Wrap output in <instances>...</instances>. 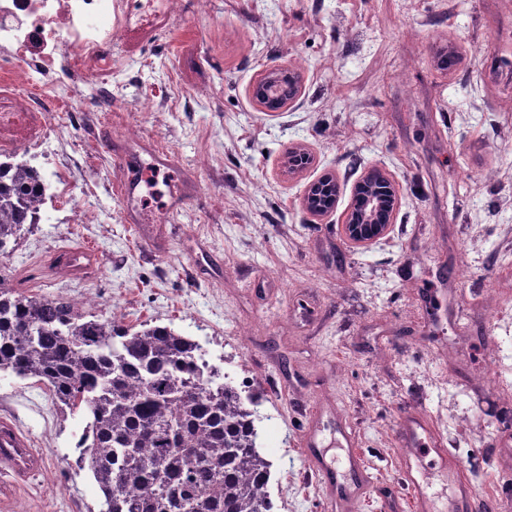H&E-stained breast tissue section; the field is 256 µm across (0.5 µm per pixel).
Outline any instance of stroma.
Listing matches in <instances>:
<instances>
[{"label": "stroma", "mask_w": 512, "mask_h": 512, "mask_svg": "<svg viewBox=\"0 0 512 512\" xmlns=\"http://www.w3.org/2000/svg\"><path fill=\"white\" fill-rule=\"evenodd\" d=\"M114 56L111 101L87 90L86 111L47 113L44 128L94 223L48 200L49 223L0 271L31 280V292L89 301L100 317L121 311L130 327L171 326L229 379L249 360L272 499L285 495L283 471L313 476L286 512H325L305 446L312 436L326 460L344 457L340 419L374 483L359 512H414L394 453L410 416L427 420L476 502L512 512L494 498L512 385L477 386L497 366L490 345L512 342V282L497 266L512 255V69L491 67L512 60V0H212L145 36L119 28ZM288 67L303 75L300 96L260 109L250 86ZM107 133L143 159H173L183 202L128 206ZM296 147L312 160L291 176L282 161ZM376 165L401 204L389 237L354 252L342 213L316 219L300 197L327 174L351 189ZM70 247L91 256L93 275H59L56 254ZM0 413L43 459L0 512H99L98 485L78 464L84 414L8 372Z\"/></svg>", "instance_id": "obj_1"}]
</instances>
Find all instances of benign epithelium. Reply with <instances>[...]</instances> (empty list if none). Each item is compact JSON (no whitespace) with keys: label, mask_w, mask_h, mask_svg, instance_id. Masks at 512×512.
Returning <instances> with one entry per match:
<instances>
[{"label":"benign epithelium","mask_w":512,"mask_h":512,"mask_svg":"<svg viewBox=\"0 0 512 512\" xmlns=\"http://www.w3.org/2000/svg\"><path fill=\"white\" fill-rule=\"evenodd\" d=\"M301 90L300 74L273 69L257 79L251 95L262 107L273 110L287 107ZM342 191L336 179L322 178L306 186L302 207L313 217H326L336 211ZM401 197L399 185L384 167L369 169L351 188L341 224L346 244L354 250L368 249L386 238L392 231Z\"/></svg>","instance_id":"benign-epithelium-1"}]
</instances>
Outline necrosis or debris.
I'll use <instances>...</instances> for the list:
<instances>
[{"instance_id":"4bbe7bcc","label":"necrosis or debris","mask_w":512,"mask_h":512,"mask_svg":"<svg viewBox=\"0 0 512 512\" xmlns=\"http://www.w3.org/2000/svg\"><path fill=\"white\" fill-rule=\"evenodd\" d=\"M154 10V0H0V159L42 155L45 112L83 111V82L111 93L113 13Z\"/></svg>"}]
</instances>
